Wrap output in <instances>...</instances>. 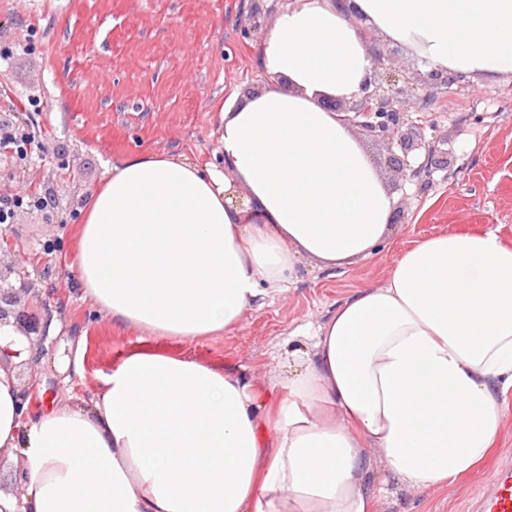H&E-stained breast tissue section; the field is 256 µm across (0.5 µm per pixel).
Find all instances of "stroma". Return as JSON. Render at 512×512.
<instances>
[{
    "label": "stroma",
    "instance_id": "obj_1",
    "mask_svg": "<svg viewBox=\"0 0 512 512\" xmlns=\"http://www.w3.org/2000/svg\"><path fill=\"white\" fill-rule=\"evenodd\" d=\"M292 0H0V41L17 51L0 60V118L35 127L33 160L0 164V192L50 193V212L18 211L5 232L0 281L14 290L13 311L67 312V336L86 339L85 376L66 381L52 365H30L18 378L32 395L66 401L92 388L97 375L140 331L115 332L93 318L89 300L74 292L64 264L78 209L102 183L107 165L150 152L220 163L219 105L264 90L258 68L264 29ZM384 73L426 81L415 110L433 120L424 137L449 152L452 166L429 182L390 165L391 146L361 137L393 198L391 244L351 266L325 271L300 265L286 290L248 313L236 331L217 337L160 339L154 348L193 355L262 374L277 364L290 334L318 325L356 288L384 282L394 257L413 241L451 228L490 230L512 242V76L489 80L457 74L427 82L428 66L407 49L369 34ZM39 100L41 112L22 111ZM493 455L469 477L424 493L397 490L385 469L382 512H470L499 469H512V390Z\"/></svg>",
    "mask_w": 512,
    "mask_h": 512
}]
</instances>
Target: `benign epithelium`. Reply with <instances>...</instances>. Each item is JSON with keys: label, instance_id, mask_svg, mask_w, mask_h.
<instances>
[{"label": "benign epithelium", "instance_id": "benign-epithelium-1", "mask_svg": "<svg viewBox=\"0 0 512 512\" xmlns=\"http://www.w3.org/2000/svg\"><path fill=\"white\" fill-rule=\"evenodd\" d=\"M373 78L366 82L361 92L349 101L345 108L336 107L334 111L344 114V120L357 126L368 137L378 141H388L402 126H407L401 135L399 147L403 158L395 160V166L404 176L419 178L429 176L436 170L446 171L451 160L448 153L435 149L426 142L421 134L424 117L412 119L405 109L408 96L417 90L418 82H412L408 88L391 83H380L379 70L381 62L374 58ZM424 151V162L413 168L408 164L412 152Z\"/></svg>", "mask_w": 512, "mask_h": 512}]
</instances>
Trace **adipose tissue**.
<instances>
[{
  "label": "adipose tissue",
  "mask_w": 512,
  "mask_h": 512,
  "mask_svg": "<svg viewBox=\"0 0 512 512\" xmlns=\"http://www.w3.org/2000/svg\"><path fill=\"white\" fill-rule=\"evenodd\" d=\"M294 0L264 30L270 86L221 105L223 167L142 153L107 168L69 268L114 331L237 330L304 260L387 248L393 199L350 125L372 30L430 68L512 75V0ZM34 355L0 324V452L23 498L0 512H379L376 466L414 492L472 473L512 388V244L450 229L358 288L273 374L139 345L87 396L33 406ZM24 469L21 458L12 459L1 451L0 454V490L17 496L24 493V483L20 479Z\"/></svg>",
  "instance_id": "obj_1"
}]
</instances>
